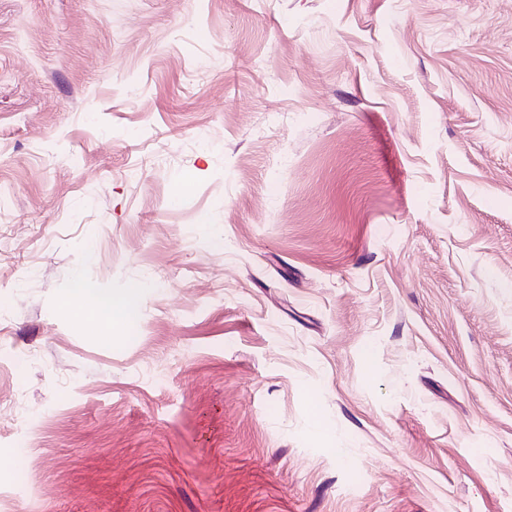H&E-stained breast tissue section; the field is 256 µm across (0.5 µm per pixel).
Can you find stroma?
Returning a JSON list of instances; mask_svg holds the SVG:
<instances>
[{
	"instance_id": "obj_1",
	"label": "stroma",
	"mask_w": 512,
	"mask_h": 512,
	"mask_svg": "<svg viewBox=\"0 0 512 512\" xmlns=\"http://www.w3.org/2000/svg\"><path fill=\"white\" fill-rule=\"evenodd\" d=\"M0 407V512H512V0H0ZM143 288L146 286L137 282L121 294H112L83 285L61 301V308L75 321L128 331L137 323Z\"/></svg>"
}]
</instances>
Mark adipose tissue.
Masks as SVG:
<instances>
[{"instance_id":"1","label":"adipose tissue","mask_w":512,"mask_h":512,"mask_svg":"<svg viewBox=\"0 0 512 512\" xmlns=\"http://www.w3.org/2000/svg\"><path fill=\"white\" fill-rule=\"evenodd\" d=\"M142 293L143 287L138 283L131 284L120 294L83 285L66 296L61 307L75 321L95 322L106 330L127 331L137 322Z\"/></svg>"}]
</instances>
